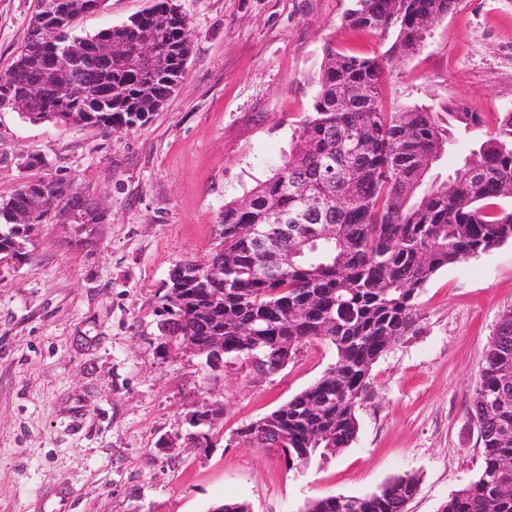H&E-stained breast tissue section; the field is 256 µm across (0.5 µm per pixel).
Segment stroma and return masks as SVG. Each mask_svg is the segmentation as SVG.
<instances>
[{"label":"stroma","instance_id":"35a3bbf8","mask_svg":"<svg viewBox=\"0 0 512 512\" xmlns=\"http://www.w3.org/2000/svg\"><path fill=\"white\" fill-rule=\"evenodd\" d=\"M176 2L193 48L147 121L110 132L0 109V201L61 176L109 212L90 246L72 245L73 225L44 224L27 257L0 261V512H39L59 489L71 512H211L227 500L250 512H303L318 498L371 494L404 472L419 478L407 512H440L483 466L470 400L512 309V241L428 281L422 329L374 365L348 448L290 470L276 453L240 445L239 429L316 382L336 352L313 343L272 375L242 357L211 376L199 357L162 347L169 275L210 258L225 202L288 155L325 46L372 57L392 37L345 26L355 0ZM149 4L106 0L76 33L122 24ZM36 8L0 0V74ZM384 87L397 107L436 110L462 96L496 131L512 111V0H458ZM207 401L223 404L224 417L203 427L202 444L163 451Z\"/></svg>","mask_w":512,"mask_h":512}]
</instances>
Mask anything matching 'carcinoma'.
I'll return each mask as SVG.
<instances>
[{
	"mask_svg": "<svg viewBox=\"0 0 512 512\" xmlns=\"http://www.w3.org/2000/svg\"><path fill=\"white\" fill-rule=\"evenodd\" d=\"M67 24L37 35L34 13L27 40L11 68L0 74V105L27 81L44 80L33 66L55 49L93 46L108 38L137 47L125 25L92 36L74 34L87 13L103 0H63ZM457 0H357L345 17L358 30L394 31L395 39L376 58L324 49L312 111L294 128L288 156L264 181L239 200L224 203L220 249L210 269L192 289L198 307L164 295V314L183 320L182 328L206 338L224 329V356H258L267 362L296 353L303 345L334 347L336 360L313 385L272 411L279 415L284 464L303 466L314 456L327 458L350 446L358 432L356 411L374 364L396 342L421 329L417 299L439 270L512 241V112L497 132L483 131L482 117L464 98L450 96L434 112L423 106L390 110L384 75L414 56L423 33L456 9ZM136 27L159 38L168 66L151 76L129 71L112 59V73L92 69L68 74L75 91L71 111L87 116L92 127L113 132L143 121L141 103L149 95L164 103L184 75L191 54V33L173 0H153ZM475 136L474 146L448 179L424 180L460 134ZM47 187L29 181L0 202V250L15 236L10 206L22 208ZM335 227L329 240L299 243L288 239V252L301 256L272 277L257 264L253 242L239 237L241 224H318L319 214ZM224 292V308L208 307V298ZM489 343L470 402V415L482 445L479 477L455 491L441 512H512V476L500 463L512 457V310L503 314ZM505 397V405L484 413V405ZM248 448L272 450L247 425L237 432ZM419 478L404 473L364 497L328 496L311 501L305 512H406Z\"/></svg>",
	"mask_w": 512,
	"mask_h": 512,
	"instance_id": "cac0c4a2",
	"label": "carcinoma"
}]
</instances>
